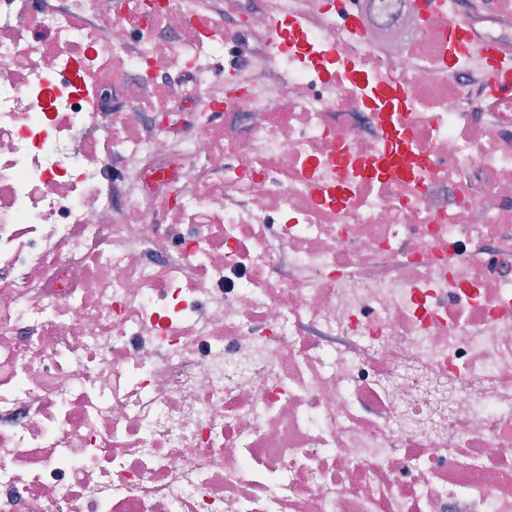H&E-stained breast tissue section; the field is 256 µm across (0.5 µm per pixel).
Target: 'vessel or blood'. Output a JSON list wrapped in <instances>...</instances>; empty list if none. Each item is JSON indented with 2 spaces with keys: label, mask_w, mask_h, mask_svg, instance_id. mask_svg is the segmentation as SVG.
<instances>
[{
  "label": "vessel or blood",
  "mask_w": 512,
  "mask_h": 512,
  "mask_svg": "<svg viewBox=\"0 0 512 512\" xmlns=\"http://www.w3.org/2000/svg\"><path fill=\"white\" fill-rule=\"evenodd\" d=\"M281 47L304 45L306 34L297 20L281 22L278 26ZM466 60L490 75V90H512V56L497 47L477 39L467 22L460 18L450 21L448 31V62Z\"/></svg>",
  "instance_id": "obj_1"
}]
</instances>
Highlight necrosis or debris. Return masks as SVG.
Here are the masks:
<instances>
[{
	"mask_svg": "<svg viewBox=\"0 0 512 512\" xmlns=\"http://www.w3.org/2000/svg\"><path fill=\"white\" fill-rule=\"evenodd\" d=\"M141 2L0 0V512H512V96L444 8ZM278 36L280 46L285 49L293 46H303L306 41V34L303 27L294 19L283 21L279 24ZM460 60L472 61L490 75L489 89L512 90V56L497 47L477 39L468 23L451 18L448 31V62L453 66Z\"/></svg>",
	"mask_w": 512,
	"mask_h": 512,
	"instance_id": "necrosis-or-debris-1",
	"label": "necrosis or debris"
}]
</instances>
